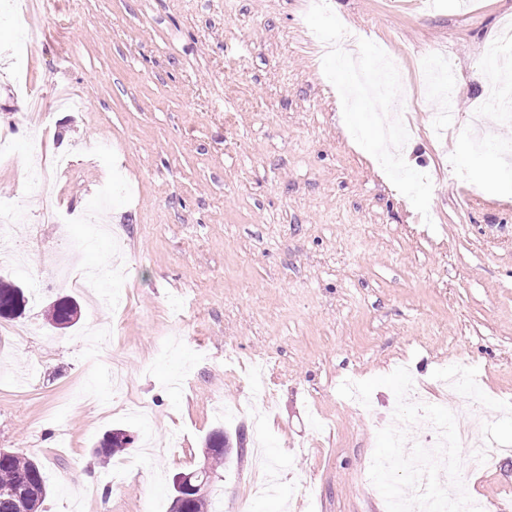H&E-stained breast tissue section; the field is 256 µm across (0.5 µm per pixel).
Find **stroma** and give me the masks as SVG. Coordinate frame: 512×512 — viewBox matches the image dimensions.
<instances>
[{
	"label": "stroma",
	"instance_id": "obj_1",
	"mask_svg": "<svg viewBox=\"0 0 512 512\" xmlns=\"http://www.w3.org/2000/svg\"><path fill=\"white\" fill-rule=\"evenodd\" d=\"M508 20L512 0H326L315 13L307 0H47L27 30L0 13V132L16 150L0 202L15 207L25 261L0 274L27 297L0 319V448L41 462L45 512L87 488L92 512H171L173 476L206 461L218 429L232 447L212 507L386 512L409 479L381 429L402 385L421 383L447 415L459 400L441 381L463 361L487 414L512 397V155L499 148L512 122L471 125L502 77L491 49ZM344 35L426 147L407 172L373 146L390 113L339 101L330 47ZM432 54L454 70L457 119L440 135L432 115L449 94L424 71ZM20 64L45 126L26 117ZM61 88L85 109H54ZM35 133L72 160L39 191L25 160ZM116 171L127 188L106 205L111 235L46 221L96 203ZM70 239L84 250L65 253ZM114 266L121 312L71 286ZM58 296L81 309L63 331L46 318ZM349 378L369 414L344 399ZM114 428L133 433L122 456L140 461L119 486L91 455ZM493 436L512 446V416ZM261 444L279 466L275 497L250 494ZM381 456L394 468L373 491L364 470ZM456 456L458 491L512 512V453L489 472Z\"/></svg>",
	"mask_w": 512,
	"mask_h": 512
}]
</instances>
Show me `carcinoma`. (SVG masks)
<instances>
[{
    "label": "carcinoma",
    "instance_id": "cac0c4a2",
    "mask_svg": "<svg viewBox=\"0 0 512 512\" xmlns=\"http://www.w3.org/2000/svg\"><path fill=\"white\" fill-rule=\"evenodd\" d=\"M23 289L15 282L0 277V308L9 307ZM49 324L52 327L65 325L69 328L80 320V308L69 297H59L48 306ZM208 455L212 465L206 471L199 469L194 475L205 482V486L216 478L218 464L228 453L227 436L222 431L212 433L206 440ZM121 452L112 442V431H107L97 442L93 455L106 463L112 456ZM49 490L41 463L32 457L24 456L16 451L0 449V512H44L42 506Z\"/></svg>",
    "mask_w": 512,
    "mask_h": 512
}]
</instances>
